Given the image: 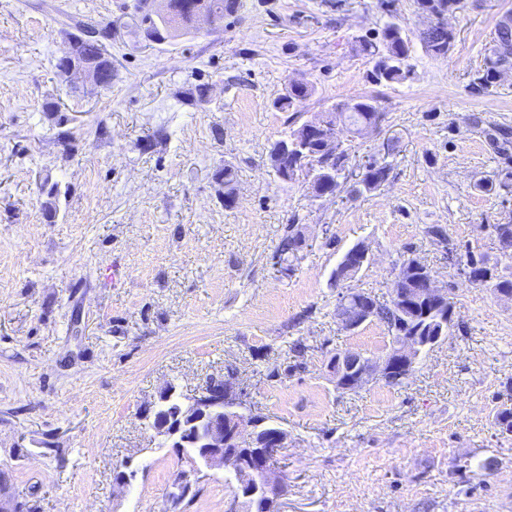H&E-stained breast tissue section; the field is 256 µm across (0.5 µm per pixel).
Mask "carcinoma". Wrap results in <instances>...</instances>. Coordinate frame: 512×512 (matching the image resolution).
<instances>
[{
    "mask_svg": "<svg viewBox=\"0 0 512 512\" xmlns=\"http://www.w3.org/2000/svg\"><path fill=\"white\" fill-rule=\"evenodd\" d=\"M169 11L163 17H156L151 11L139 6L142 10L140 22L145 25L143 34L153 41L166 39L169 28L175 27L181 33L188 32L194 27L195 18L201 14H215L221 17L236 10V0H168ZM418 10L431 15L436 22L445 20L446 16L464 7L463 0H416ZM420 42L425 52L433 58L445 59L452 52L455 35L448 27H443L434 33L419 34ZM76 58L87 64L96 72L102 74L103 86L112 85V60L103 44L95 38H85L74 34L70 38ZM361 50L373 61L370 79L377 84L393 85L412 79L414 71L409 64L411 44L400 24H386L380 33L372 39L360 40ZM507 64L512 68V15L497 23L494 37L490 46L483 54L482 65L469 73L468 91L473 95L492 92L498 84L497 69ZM312 85L307 82H297L288 86L285 94L276 98L273 107L287 111L302 104L311 96ZM383 113L379 111L376 101L371 98H357L332 106L321 113L322 125L311 126L305 122L289 129L284 139L298 142L306 147L304 151H293L282 161L275 177L283 183H292L299 176L308 177V185L313 195L328 197L336 192L339 180L346 178L347 150H342L336 158L329 159L323 152V142L326 133L342 125L348 131L356 134L364 127L376 126L382 120ZM488 144L498 156L504 160L505 167L499 173L497 183L482 184L480 188L487 192L503 191L512 194V126L502 123L493 124L486 132ZM392 170L391 163L371 159L362 167L354 191L357 193L372 192L381 187L389 178ZM221 184L228 187L224 205L229 206L235 199V171L224 167L220 172ZM426 236L443 250L456 251V259L468 281L476 286L489 288L512 296V275L506 276L500 272L498 263H490L482 254H475L469 246L449 245L444 230L439 225H430L424 229ZM493 232L500 249L509 252L512 257V217L493 225ZM303 239L298 227L290 224L281 237L277 247L279 259L292 262L298 258ZM358 247L350 248L342 257L333 272L334 282L338 283L355 276L360 267L357 265L356 252ZM431 273L426 264H421L405 277L401 283H393L389 299L381 302L365 293H350L352 302H369L375 308V322L381 324L388 333L389 346L402 336H417L424 338L441 334L448 336L455 326V302L450 300L442 308L433 303L421 302L416 307H401L399 298L407 288H423ZM494 426L499 435L512 436V406L501 405L494 415Z\"/></svg>",
    "mask_w": 512,
    "mask_h": 512,
    "instance_id": "1",
    "label": "carcinoma"
}]
</instances>
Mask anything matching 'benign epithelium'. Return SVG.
Segmentation results:
<instances>
[{
    "instance_id": "1",
    "label": "benign epithelium",
    "mask_w": 512,
    "mask_h": 512,
    "mask_svg": "<svg viewBox=\"0 0 512 512\" xmlns=\"http://www.w3.org/2000/svg\"><path fill=\"white\" fill-rule=\"evenodd\" d=\"M62 79L70 85L79 80L84 88L92 84V78L75 67L64 70ZM341 299L342 305L338 307L336 317L344 329L354 331L373 321L374 315L369 305H361L359 316L355 318L348 307L347 296L343 294ZM395 356L413 363L419 356L417 345L404 339L397 344V349H386L376 356H368L358 351L341 353L337 355L335 368L330 373L335 383H347L344 387L346 391L361 388L371 382L390 381L393 378L390 361ZM173 394L174 389L171 386L162 387L157 399L148 403L142 414L145 427L154 433V437L162 440V445L181 452L188 448L194 451L188 468L178 471L172 480L168 492L172 512H178L179 505L192 493L197 483V474L203 468L225 470L238 480V495L227 500L225 512H242L241 496L250 497L255 494L261 495L272 506V512H279V502L287 494L288 485L275 472L274 465L250 468L246 457L224 450V424L230 425L237 447L252 448L258 427L265 423V419L256 413L243 390L229 379L221 385L210 383L200 394L183 398L181 408L172 415L173 423L170 428L158 430L150 423L151 412L159 402ZM286 447L288 433L279 427L271 446L259 449V453L272 459Z\"/></svg>"
}]
</instances>
